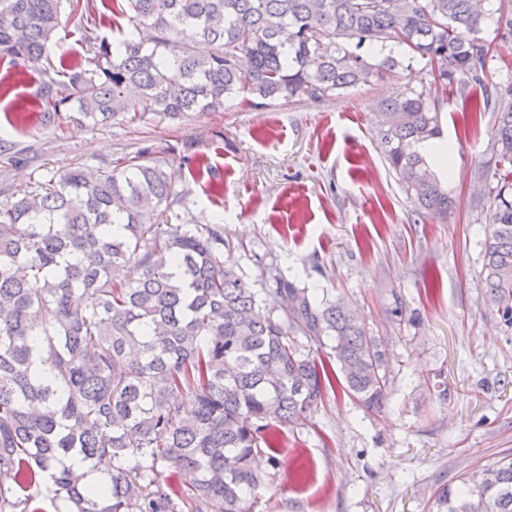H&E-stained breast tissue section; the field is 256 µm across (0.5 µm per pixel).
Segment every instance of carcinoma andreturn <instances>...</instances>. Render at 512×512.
<instances>
[{
    "instance_id": "carcinoma-1",
    "label": "carcinoma",
    "mask_w": 512,
    "mask_h": 512,
    "mask_svg": "<svg viewBox=\"0 0 512 512\" xmlns=\"http://www.w3.org/2000/svg\"><path fill=\"white\" fill-rule=\"evenodd\" d=\"M131 12L119 40L98 33L96 0H0V56L19 67L56 45L64 8L85 17V63L44 75L43 118L135 124L222 112L241 98L323 101L393 76L395 47L426 60L430 84H486L492 42L477 0H114ZM495 37L512 41V0ZM210 52L200 55L197 45ZM379 48L381 58L371 55ZM385 163L417 215L448 212L419 147L442 136L444 98L406 86L376 104ZM496 113L482 276L488 306L512 328V86ZM193 176L204 163L182 143ZM151 146L89 175L69 168L0 200V512H256L277 465L279 427L335 388L383 406L387 352L339 301L278 278L257 290L223 260L219 219L190 228L159 217L186 201ZM118 224V235L109 229ZM304 337L322 355L297 341ZM339 369H334L333 364ZM195 405L182 417L183 401ZM173 466L178 485L157 480ZM438 512H512V458L441 488Z\"/></svg>"
}]
</instances>
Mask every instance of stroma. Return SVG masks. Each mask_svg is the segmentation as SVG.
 <instances>
[{
	"label": "stroma",
	"instance_id": "obj_1",
	"mask_svg": "<svg viewBox=\"0 0 512 512\" xmlns=\"http://www.w3.org/2000/svg\"><path fill=\"white\" fill-rule=\"evenodd\" d=\"M82 24L62 15L57 45L21 67L0 58V182L44 184L151 144L190 191L163 222L221 217L224 258L255 288L273 287L280 275L342 300L387 347L384 408L330 390L283 427L257 512H436L441 487L511 454L512 329L488 307L481 275L486 188L477 172L494 166L496 115L470 109L512 84V43H497L486 87L448 93L442 130L455 153L444 188L454 205L418 218L384 161L372 115L377 101L418 81L424 60L325 102L231 100L224 111L176 121L46 124L43 73L84 63ZM186 139L219 173L221 190L192 179L177 153ZM14 155L18 163L8 164Z\"/></svg>",
	"mask_w": 512,
	"mask_h": 512
}]
</instances>
